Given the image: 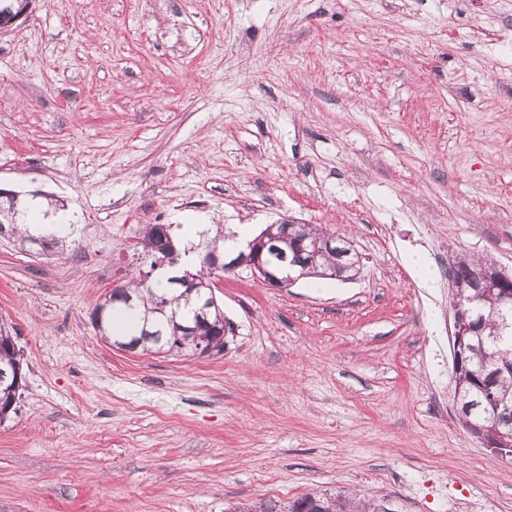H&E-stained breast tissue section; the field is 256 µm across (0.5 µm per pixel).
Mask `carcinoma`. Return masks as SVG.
Segmentation results:
<instances>
[{
    "label": "carcinoma",
    "mask_w": 512,
    "mask_h": 512,
    "mask_svg": "<svg viewBox=\"0 0 512 512\" xmlns=\"http://www.w3.org/2000/svg\"><path fill=\"white\" fill-rule=\"evenodd\" d=\"M19 210L8 208L0 217V234L8 233L21 243L32 234L17 229ZM272 241L273 249L264 255V262L282 275L300 268V275L325 277L336 265V251L328 252L326 258L315 268L300 267L301 260L294 248L281 240L280 224H268L262 229ZM171 225L147 224L143 228L141 246L142 260L149 267L145 275L131 280L112 290L108 297L97 304L104 309L102 325L98 326L104 339L119 349L128 351L176 352L195 355L198 348L212 347L215 353L224 352V311L208 288L195 290L185 285L210 282L211 277L224 273L212 264L200 261L196 272L185 271L184 275L168 282L160 274L178 263V256L166 257L164 251L170 244ZM490 261L469 260L456 257L449 263L451 283L457 286L456 298L470 312L476 323V333L468 337L465 348L453 361H462L469 372L461 393L457 396L461 416L467 419L468 428L477 426L495 433L512 443V307H505L500 292L486 293L475 287L476 273ZM124 303V317L129 328L124 336H114L108 331L114 315V304ZM179 323L191 326L190 340L180 343L167 334L155 342L142 335L146 318L155 320L166 328L171 317ZM22 363L10 329L0 324V371L7 372ZM372 504L340 491L331 493H307L288 502L283 509L277 503L261 501L254 505H238L232 512H371Z\"/></svg>",
    "instance_id": "obj_1"
}]
</instances>
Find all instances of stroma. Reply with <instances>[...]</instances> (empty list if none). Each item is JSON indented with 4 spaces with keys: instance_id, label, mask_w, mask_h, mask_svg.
<instances>
[{
    "instance_id": "stroma-1",
    "label": "stroma",
    "mask_w": 512,
    "mask_h": 512,
    "mask_svg": "<svg viewBox=\"0 0 512 512\" xmlns=\"http://www.w3.org/2000/svg\"><path fill=\"white\" fill-rule=\"evenodd\" d=\"M0 187L74 221L61 253L0 237L24 376L0 512L339 489L512 512V456L459 420L448 279L456 255L512 271V0H33L0 31ZM283 219L352 242L360 275L214 279L219 355L101 340L143 225Z\"/></svg>"
}]
</instances>
